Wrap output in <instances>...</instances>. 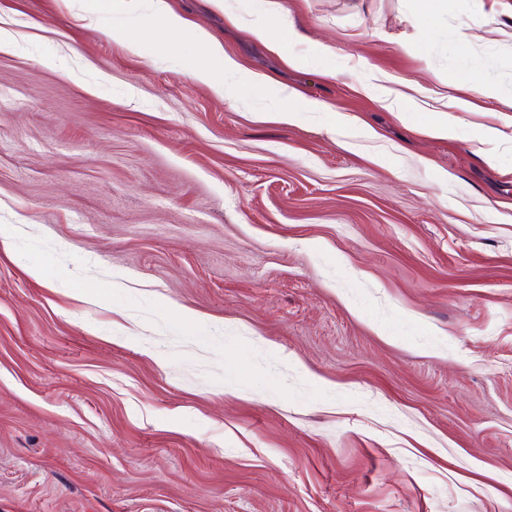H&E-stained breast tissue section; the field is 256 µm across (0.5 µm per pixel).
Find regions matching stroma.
<instances>
[{
  "label": "stroma",
  "mask_w": 512,
  "mask_h": 512,
  "mask_svg": "<svg viewBox=\"0 0 512 512\" xmlns=\"http://www.w3.org/2000/svg\"><path fill=\"white\" fill-rule=\"evenodd\" d=\"M275 2L0 0V512H512V0ZM267 2L271 6L268 23L263 27L254 29L255 37L259 40L272 42L283 41L286 37L288 39L297 37L299 32L294 18L279 13L273 7V2H270V0H267ZM192 40L205 48L206 56L211 66L196 70V78L210 86L217 93H224V84L217 83L213 78V67H220L222 70H239L237 63L231 58L224 56V47L217 40L210 37L205 31L196 29L192 32Z\"/></svg>",
  "instance_id": "1"
}]
</instances>
